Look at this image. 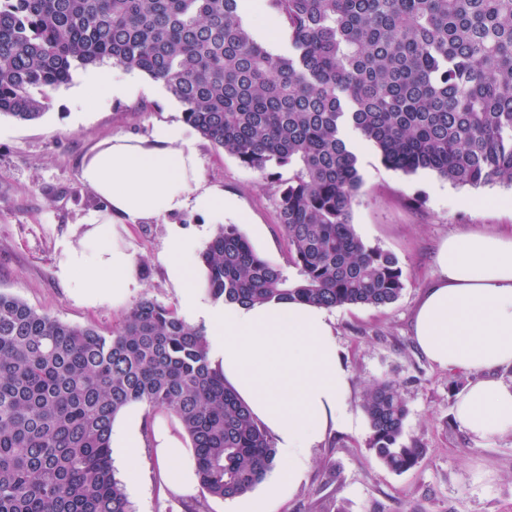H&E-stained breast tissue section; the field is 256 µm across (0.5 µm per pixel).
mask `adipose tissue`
I'll use <instances>...</instances> for the list:
<instances>
[{"label":"adipose tissue","mask_w":512,"mask_h":512,"mask_svg":"<svg viewBox=\"0 0 512 512\" xmlns=\"http://www.w3.org/2000/svg\"><path fill=\"white\" fill-rule=\"evenodd\" d=\"M131 82L117 69L93 74L73 94L87 107L91 96L125 97ZM84 184L106 203L83 235L68 243L55 276L80 303L123 302L139 287L134 253L115 227L195 209L211 218L240 210L235 196L201 185L196 146L179 127L159 125L151 137L118 135L82 163ZM196 242L171 238L168 276L184 303L193 287ZM437 276L414 316L421 352L439 368L470 375L458 397L456 418L478 438L512 432V384L496 370L512 366V237L471 233L448 237L437 257ZM208 341L213 367L277 441L278 490L293 488L311 465L328 431L351 424V373L330 310L312 304L232 305L215 310Z\"/></svg>","instance_id":"obj_1"}]
</instances>
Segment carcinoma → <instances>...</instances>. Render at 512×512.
I'll return each instance as SVG.
<instances>
[{"label": "carcinoma", "mask_w": 512, "mask_h": 512, "mask_svg": "<svg viewBox=\"0 0 512 512\" xmlns=\"http://www.w3.org/2000/svg\"><path fill=\"white\" fill-rule=\"evenodd\" d=\"M288 36L270 52L243 0H0V117L40 118L49 92L112 62L162 82L183 121L278 189L288 268L234 224L199 253L224 305L299 301L385 307L397 258L351 223L364 180L356 142L405 174L512 187V0H265ZM142 404L177 418L203 495L250 493L274 441L213 369L204 326L144 297L105 334L0 291V512H131L112 467V428ZM368 448L393 472L408 407L391 380L367 388Z\"/></svg>", "instance_id": "carcinoma-1"}]
</instances>
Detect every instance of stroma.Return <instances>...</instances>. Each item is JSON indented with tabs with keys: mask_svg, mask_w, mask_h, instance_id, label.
I'll use <instances>...</instances> for the list:
<instances>
[{
	"mask_svg": "<svg viewBox=\"0 0 512 512\" xmlns=\"http://www.w3.org/2000/svg\"><path fill=\"white\" fill-rule=\"evenodd\" d=\"M86 71L52 95L38 120L0 118V290L32 308L77 326L109 332L125 313L148 297L174 308L189 323L211 327L214 303L202 295L186 308L164 265L171 235L205 247L215 227L205 214L185 211L118 226L119 240L135 251L140 288L123 303L89 306L76 301L54 270L68 241L84 231L103 201L80 175L83 157L117 135L150 137L161 123L183 126L200 152L204 186L238 197L242 215H225L255 251L271 264L287 266L288 240L277 207L278 185L291 175L272 168L264 177L184 127L182 106L164 85L134 71L131 96L108 99L76 112L74 88ZM364 186L352 206L356 233L372 246L394 254L403 270L401 297L385 307L336 309V336L351 372L350 429L330 434L312 451L303 481L282 494L274 512H512V433L487 439L469 435L455 408L468 376L433 366L419 351L412 330L414 312L435 274V255L451 234H512V187L452 185L438 175H412L385 167L375 150L360 147ZM395 381L409 409L403 438L423 448L420 463L396 473L369 450L368 421L361 410L375 381ZM135 475L126 493L133 512H230L229 499L202 495L178 485L177 477L147 445L119 479Z\"/></svg>",
	"mask_w": 512,
	"mask_h": 512,
	"instance_id": "stroma-1",
	"label": "stroma"
}]
</instances>
